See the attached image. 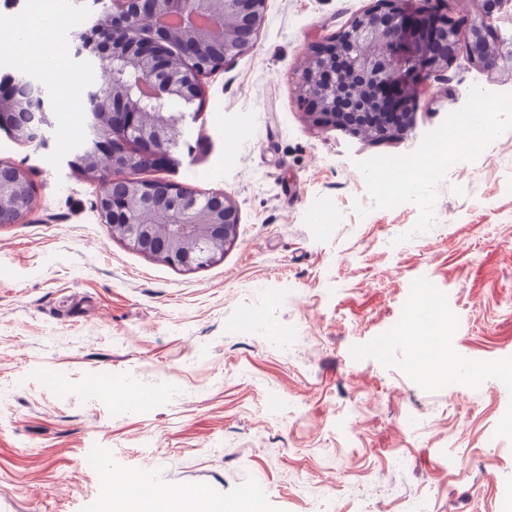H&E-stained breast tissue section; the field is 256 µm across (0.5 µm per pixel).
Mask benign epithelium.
Wrapping results in <instances>:
<instances>
[{
  "label": "benign epithelium",
  "instance_id": "obj_1",
  "mask_svg": "<svg viewBox=\"0 0 512 512\" xmlns=\"http://www.w3.org/2000/svg\"><path fill=\"white\" fill-rule=\"evenodd\" d=\"M463 23L448 18L443 0H424L417 15L401 0H375L335 36L312 47L297 78L304 115L316 128H339L375 141L397 139L412 129L417 92L408 76L423 66L443 72L454 49L466 44L471 59L494 70L512 50L490 54L486 38L494 8ZM266 0H112V25L82 36L83 46L108 62L107 85L88 93L91 126L69 166L101 186L95 207L108 234L128 249L186 269L219 260L237 236L240 215L222 191L201 201L196 191L140 172L179 163V101L205 95L204 79L252 49L265 23ZM405 109L406 121L389 124L385 102ZM47 123L41 92L0 90V127L16 140H43ZM34 195L30 171L0 160V199L17 208L13 223L27 217Z\"/></svg>",
  "mask_w": 512,
  "mask_h": 512
}]
</instances>
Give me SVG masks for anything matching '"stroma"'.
<instances>
[{"label":"stroma","instance_id":"stroma-1","mask_svg":"<svg viewBox=\"0 0 512 512\" xmlns=\"http://www.w3.org/2000/svg\"><path fill=\"white\" fill-rule=\"evenodd\" d=\"M373 0H267L253 49L183 112L162 179L225 191L238 237L187 270L112 239L98 186L68 165L102 65L78 53L100 0L0 5V57L49 109L47 145L0 131L29 168L19 224L0 225V512H102L110 470L197 487L260 512H512V112L467 161L390 204L375 174L431 151L450 114L512 98V71L459 50L426 85L415 126L374 143L306 120L294 78L312 45ZM65 42L57 85L20 40ZM436 302L459 371L422 370L403 330ZM500 372L473 379V365ZM137 385L145 403L113 390ZM101 449L100 458L90 449Z\"/></svg>","mask_w":512,"mask_h":512}]
</instances>
